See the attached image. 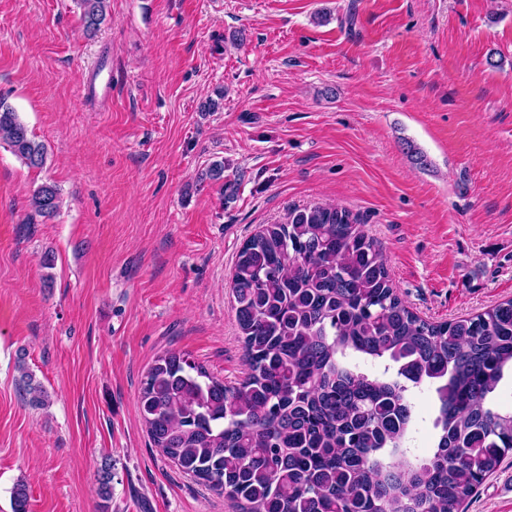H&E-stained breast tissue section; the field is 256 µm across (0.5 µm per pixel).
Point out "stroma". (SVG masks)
I'll return each mask as SVG.
<instances>
[{
    "mask_svg": "<svg viewBox=\"0 0 512 512\" xmlns=\"http://www.w3.org/2000/svg\"><path fill=\"white\" fill-rule=\"evenodd\" d=\"M0 99L47 148L39 169L0 145V512L20 481L28 512H235L137 396L168 350L244 378L230 273L291 208L357 215L425 320L512 298V0H109L90 38L74 0H0ZM511 484L512 456L466 512H512ZM60 206V196L57 187L50 183H44L33 193L30 200L32 210L44 217L52 216Z\"/></svg>",
    "mask_w": 512,
    "mask_h": 512,
    "instance_id": "stroma-1",
    "label": "stroma"
}]
</instances>
